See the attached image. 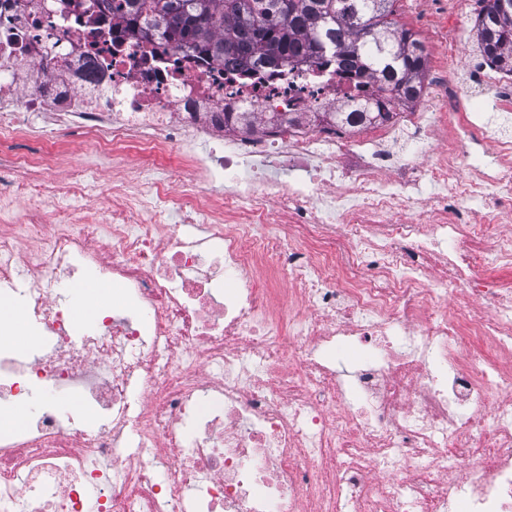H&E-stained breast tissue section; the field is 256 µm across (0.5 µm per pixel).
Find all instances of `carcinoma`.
<instances>
[{
  "label": "carcinoma",
  "mask_w": 512,
  "mask_h": 512,
  "mask_svg": "<svg viewBox=\"0 0 512 512\" xmlns=\"http://www.w3.org/2000/svg\"><path fill=\"white\" fill-rule=\"evenodd\" d=\"M257 0H101L123 25V32L148 38L159 34L176 49L221 59L249 74L248 61L263 55L271 63L301 56L323 57L325 39L344 65L359 77L391 86H421L426 50L411 30L393 19L396 0H285L282 19L254 8ZM482 57L512 74V0L498 9L483 0L475 20Z\"/></svg>",
  "instance_id": "obj_1"
}]
</instances>
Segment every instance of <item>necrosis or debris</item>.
Returning a JSON list of instances; mask_svg holds the SVG:
<instances>
[{"label":"necrosis or debris","instance_id":"1","mask_svg":"<svg viewBox=\"0 0 512 512\" xmlns=\"http://www.w3.org/2000/svg\"><path fill=\"white\" fill-rule=\"evenodd\" d=\"M250 68L131 38L98 0H0V190L25 204L0 296L46 342L0 350L25 418L0 434V512H512V137L481 119L486 72L407 98L337 63ZM71 134L142 175L57 178ZM474 139L495 161L473 177ZM100 189L106 211L47 223ZM80 272L122 286L89 326L58 299ZM39 385L100 425L32 406Z\"/></svg>","mask_w":512,"mask_h":512}]
</instances>
